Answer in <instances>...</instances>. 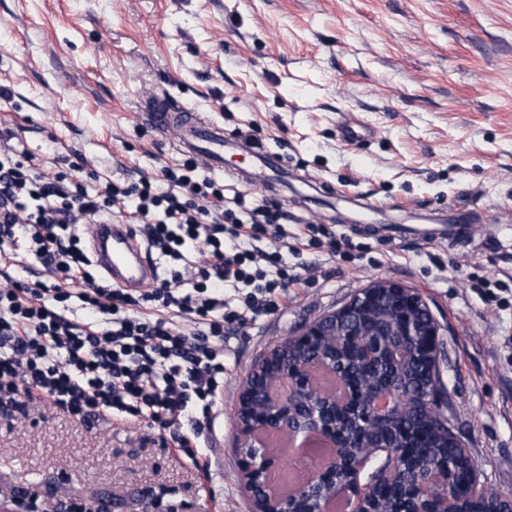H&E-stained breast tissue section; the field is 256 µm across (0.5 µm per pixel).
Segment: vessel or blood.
I'll return each instance as SVG.
<instances>
[{
	"mask_svg": "<svg viewBox=\"0 0 512 512\" xmlns=\"http://www.w3.org/2000/svg\"><path fill=\"white\" fill-rule=\"evenodd\" d=\"M142 117L161 134L171 126H179L180 136L175 146L177 153L201 159L212 170L223 171L225 157H242L243 166L234 171L235 179L241 184L260 183L269 188L292 182L309 187L315 184L313 175L290 167L284 153L267 149L252 134L225 132L223 124L169 98L151 100ZM336 197L347 204L354 216L380 212L374 200L345 191L337 192ZM487 218L483 210L455 205L431 214L428 227L414 231L407 225H395L386 228L384 236L390 241L405 240L410 233L432 242L468 240L475 236L478 224ZM85 230L93 263L107 286L135 294L155 281L157 268L151 250L141 238L138 225L116 221L89 224Z\"/></svg>",
	"mask_w": 512,
	"mask_h": 512,
	"instance_id": "vessel-or-blood-1",
	"label": "vessel or blood"
}]
</instances>
